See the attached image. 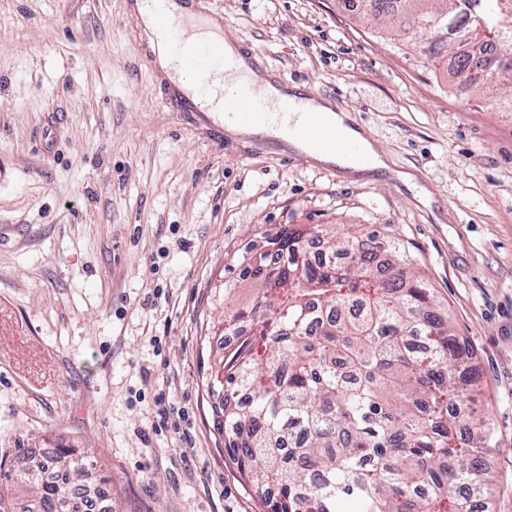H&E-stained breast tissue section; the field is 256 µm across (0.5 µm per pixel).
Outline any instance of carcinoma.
<instances>
[{
  "mask_svg": "<svg viewBox=\"0 0 512 512\" xmlns=\"http://www.w3.org/2000/svg\"><path fill=\"white\" fill-rule=\"evenodd\" d=\"M342 2L389 34L448 28V78L512 90V0ZM241 264L255 294L224 313V335L244 334L224 344L206 387L224 448L266 512H473L492 496V430L468 410L472 349L395 242L299 224L246 247ZM52 465L69 486L24 454L4 476L32 487L16 512H64L69 487L98 484L82 450L57 448Z\"/></svg>",
  "mask_w": 512,
  "mask_h": 512,
  "instance_id": "1",
  "label": "carcinoma"
}]
</instances>
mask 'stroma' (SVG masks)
Here are the masks:
<instances>
[{
    "label": "stroma",
    "instance_id": "1",
    "mask_svg": "<svg viewBox=\"0 0 512 512\" xmlns=\"http://www.w3.org/2000/svg\"><path fill=\"white\" fill-rule=\"evenodd\" d=\"M194 9L349 113L392 171L353 182L275 144L214 143L169 103L129 0H0V474L74 446L115 512H263L206 387L224 305L251 300L240 258L264 234L360 224L412 257L473 347L485 512H512V112L337 0Z\"/></svg>",
    "mask_w": 512,
    "mask_h": 512
}]
</instances>
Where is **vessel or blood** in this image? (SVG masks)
Segmentation results:
<instances>
[{"instance_id": "vessel-or-blood-1", "label": "vessel or blood", "mask_w": 512, "mask_h": 512, "mask_svg": "<svg viewBox=\"0 0 512 512\" xmlns=\"http://www.w3.org/2000/svg\"><path fill=\"white\" fill-rule=\"evenodd\" d=\"M140 2L146 10L133 12V22L138 27L147 28L153 42L163 45L174 63L193 75V90L176 92L175 101L191 108L195 123L204 127L211 136L220 140L233 137L244 126L252 130L255 139L274 138L284 144L288 141V118L299 114L303 117L302 135L315 151L333 154L340 150L353 165L368 164L366 153L356 146L342 145L337 140L326 113L306 109L295 100L284 97L272 105L259 97L251 86L241 85L225 95L223 113L204 111L202 104L213 80L224 75L229 65L223 40L197 41L173 37V30L182 24L178 13L166 7H156L155 0Z\"/></svg>"}]
</instances>
